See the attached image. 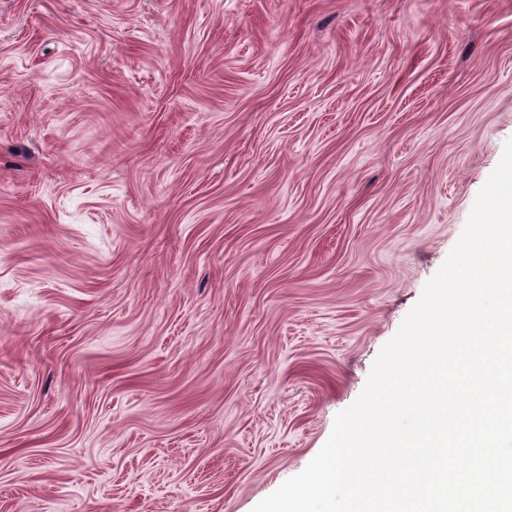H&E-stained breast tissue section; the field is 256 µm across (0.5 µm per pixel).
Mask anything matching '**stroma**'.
I'll return each instance as SVG.
<instances>
[{"label":"stroma","mask_w":512,"mask_h":512,"mask_svg":"<svg viewBox=\"0 0 512 512\" xmlns=\"http://www.w3.org/2000/svg\"><path fill=\"white\" fill-rule=\"evenodd\" d=\"M512 139V0H0V512H253Z\"/></svg>","instance_id":"35a3bbf8"}]
</instances>
